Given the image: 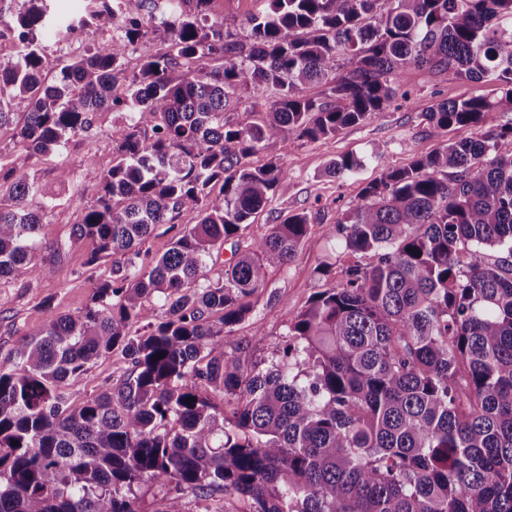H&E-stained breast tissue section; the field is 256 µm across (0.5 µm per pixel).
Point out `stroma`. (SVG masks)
I'll return each instance as SVG.
<instances>
[{
  "instance_id": "35a3bbf8",
  "label": "stroma",
  "mask_w": 512,
  "mask_h": 512,
  "mask_svg": "<svg viewBox=\"0 0 512 512\" xmlns=\"http://www.w3.org/2000/svg\"><path fill=\"white\" fill-rule=\"evenodd\" d=\"M48 5L53 20L41 29L38 42L47 61L45 75L51 81L64 64L110 41L112 26L101 22L89 31L70 32L67 23L86 14L88 0H48ZM267 8L266 0H211L210 17L241 39L245 18ZM143 31V37L125 56L126 76L138 74L143 59L166 46L162 16L146 19ZM399 86L408 93V100H396L374 118L344 126L336 135L316 141L291 138L250 157L254 166L273 158L280 160L288 169L290 183L287 192L277 194L250 224L246 238L260 237L280 217L302 210L311 212L312 229L296 260L287 271L270 275L267 290L253 298L251 314L234 328L231 339L243 346L246 365H266L277 358L289 320L325 284L319 267L339 259L342 248L326 236V228L358 200L368 183L379 179L386 169L408 167L440 144L475 137L476 130L470 126L432 130L424 117L426 108L446 100L495 94L493 85L468 81L448 70L414 67L401 73ZM127 132L124 114L104 110L94 113L86 132L69 139L58 151L31 158L15 127L0 129V170L27 165L40 188L34 201L42 215L37 261L51 269L46 278L31 273L0 279V298L6 302L0 309V354H8L23 339L39 336L46 328L48 312L75 315L88 305L84 263L93 244L72 239L71 231L95 204L112 149ZM346 154L360 158L361 167L345 177L330 176L329 164ZM69 163L76 169L72 181L64 184L59 170Z\"/></svg>"
}]
</instances>
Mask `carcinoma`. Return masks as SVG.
Segmentation results:
<instances>
[{
  "label": "carcinoma",
  "mask_w": 512,
  "mask_h": 512,
  "mask_svg": "<svg viewBox=\"0 0 512 512\" xmlns=\"http://www.w3.org/2000/svg\"><path fill=\"white\" fill-rule=\"evenodd\" d=\"M210 2L175 11L165 51L129 81L144 0H90L77 25L108 22L122 36L52 84L37 44L47 0H25L16 17L22 49L0 68V127L21 97L34 155L104 107L125 113L130 132L72 231L93 243L88 266L112 260L110 275L89 274L81 313H49L42 337L0 357V512H141L147 482L167 489L155 512H183L188 497L226 512L227 494L245 512H512V123L485 127L512 112V0H269L242 40L208 23ZM206 58L221 64L191 68ZM411 66L497 86L493 98L426 112L433 129L482 132L368 183L326 229L346 257L319 268L329 286L289 320L278 359L245 368L226 337L311 230L302 211L243 238L289 180L277 162L248 158L374 117ZM249 88L268 109L227 116ZM360 165L346 155L330 173ZM0 180L11 200L0 205V278L46 277L39 189L23 164ZM181 210L198 223L163 254L142 251ZM114 353L121 386L67 406ZM216 390L229 410L212 402Z\"/></svg>",
  "instance_id": "1"
}]
</instances>
